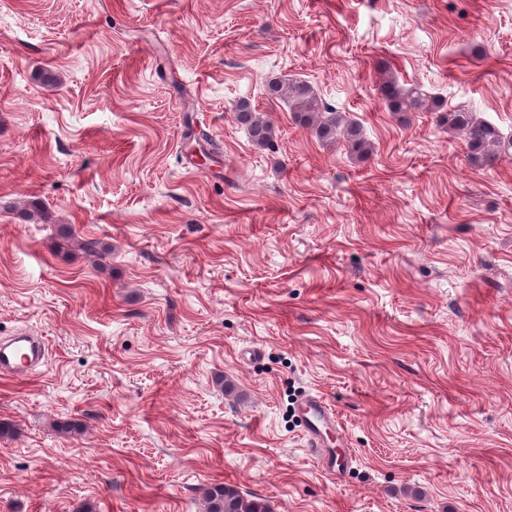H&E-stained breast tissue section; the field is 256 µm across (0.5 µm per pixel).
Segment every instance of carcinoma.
<instances>
[{
    "mask_svg": "<svg viewBox=\"0 0 512 512\" xmlns=\"http://www.w3.org/2000/svg\"><path fill=\"white\" fill-rule=\"evenodd\" d=\"M270 94L288 103L294 121L311 130L326 145H343L351 158L363 160L374 146L368 141L363 127L343 112L322 102L313 88L297 80H278L269 84ZM387 111L400 122H408L412 112L430 110L437 113L439 126L450 133L463 136L472 164L481 169L495 168L502 155L512 151V138L462 107L443 108V104L430 97L417 86L407 87L398 82L390 71H385L376 88ZM236 120L244 127L250 141L259 148L273 145L277 129L273 120L256 111L251 102L240 100L235 106ZM207 512H268L259 499L245 496L239 488L225 483H214L204 488Z\"/></svg>",
    "mask_w": 512,
    "mask_h": 512,
    "instance_id": "carcinoma-1",
    "label": "carcinoma"
}]
</instances>
